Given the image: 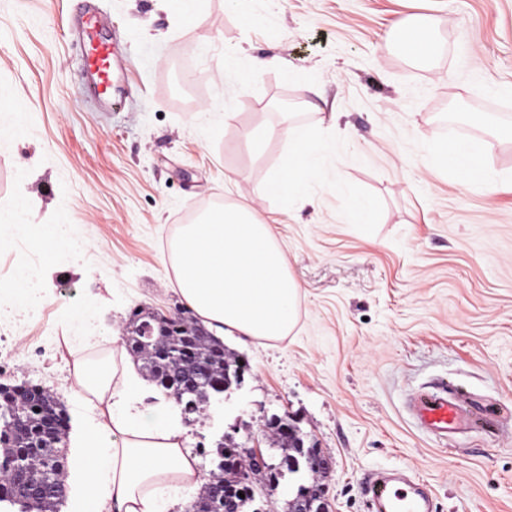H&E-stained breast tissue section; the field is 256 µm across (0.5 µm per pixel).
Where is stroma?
I'll return each mask as SVG.
<instances>
[{"label": "stroma", "instance_id": "1", "mask_svg": "<svg viewBox=\"0 0 512 512\" xmlns=\"http://www.w3.org/2000/svg\"><path fill=\"white\" fill-rule=\"evenodd\" d=\"M95 3L121 61L108 100L88 89V46L71 29L83 0H0V115H22L20 131L0 130V202L26 195L37 222L85 242L0 239L13 351L0 383L41 385L67 409L60 512L84 510L78 440L95 415L71 388L64 346L97 359L134 311L181 306L169 243L218 202L272 224L301 294L288 336H225L245 380L185 427L202 474L230 432L273 456L261 418L286 413L333 459L331 512H369L365 477L392 469L427 485L434 512H512V0H254L252 21L231 0ZM402 19L432 30L430 56L399 47ZM232 50L279 64L226 81ZM285 98L298 102L293 122L338 140L303 207L270 189L287 141L257 154L242 137L279 123L270 105ZM213 112L229 115L214 130ZM448 120L505 174L496 193L425 165ZM355 196L373 200L372 217L352 216ZM21 267L36 304L12 298ZM441 384L472 418L445 439L409 408Z\"/></svg>", "mask_w": 512, "mask_h": 512}]
</instances>
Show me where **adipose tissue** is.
<instances>
[{"label":"adipose tissue","instance_id":"adipose-tissue-1","mask_svg":"<svg viewBox=\"0 0 512 512\" xmlns=\"http://www.w3.org/2000/svg\"><path fill=\"white\" fill-rule=\"evenodd\" d=\"M288 142V155L272 183L286 202L302 199L325 173L336 142L290 121L246 131L254 149L268 139ZM57 247L73 246L53 224L35 225L24 200L0 203V229L30 231ZM168 260L185 304L214 334L231 328L250 338H281L296 324L300 286L291 275L271 224L237 205L215 206L182 225ZM75 393L96 410V423L83 439L86 512H167L166 499L195 492L203 483L198 462L184 446V430L167 407L139 409L141 385L130 360L105 368L72 359Z\"/></svg>","mask_w":512,"mask_h":512}]
</instances>
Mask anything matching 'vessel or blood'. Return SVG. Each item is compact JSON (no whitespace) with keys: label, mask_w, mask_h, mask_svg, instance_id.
Segmentation results:
<instances>
[{"label":"vessel or blood","mask_w":512,"mask_h":512,"mask_svg":"<svg viewBox=\"0 0 512 512\" xmlns=\"http://www.w3.org/2000/svg\"><path fill=\"white\" fill-rule=\"evenodd\" d=\"M85 67L94 92L100 96L109 94L112 90L111 43L106 40L91 43ZM411 408L420 426L441 438L461 429L468 421L461 396L445 389L416 395ZM365 488L371 512H433L429 489L415 477L404 473L368 475Z\"/></svg>","instance_id":"1"}]
</instances>
